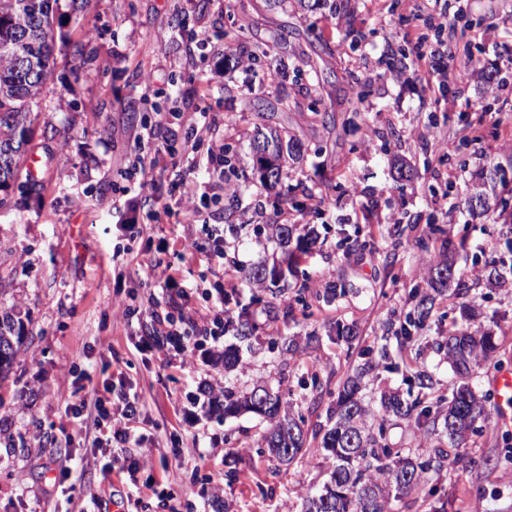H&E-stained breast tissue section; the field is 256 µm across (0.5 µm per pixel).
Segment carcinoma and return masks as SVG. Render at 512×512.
Segmentation results:
<instances>
[{
  "label": "carcinoma",
  "instance_id": "cac0c4a2",
  "mask_svg": "<svg viewBox=\"0 0 512 512\" xmlns=\"http://www.w3.org/2000/svg\"><path fill=\"white\" fill-rule=\"evenodd\" d=\"M300 11L326 9L332 15L346 16L352 25L353 14L348 0H268L269 6L286 8L288 2ZM60 0H0V191L14 183L21 164L28 154L32 125L37 116L43 86L55 63V14ZM256 165L271 170V177L261 179L267 186L282 184L288 162L300 158L302 144L284 128L257 124L252 134ZM472 217L479 218L491 209L488 193L482 191L460 200ZM297 231L295 224L275 225L279 246L288 249ZM246 276L256 283H270L272 297L282 295L278 283L283 270H267L263 266L250 269ZM453 265L438 263L430 270L429 287L434 294L420 296L414 307V317L397 330L387 329L378 349L388 369L402 374L409 385L417 388L413 400L398 393L383 394L379 404L382 412L401 420H412L428 434L447 439L452 446L463 440L476 423L484 419V409L470 385L473 365L494 350L492 336L480 337L451 333L440 347L446 350L457 380L448 384V398H430L433 377L418 368L413 359L403 354L405 344L415 336L412 329L424 323L435 308V295L448 290L454 281ZM28 340L21 321L10 310L0 311V377L11 369L18 350ZM396 345H391V341ZM370 368L356 367L354 375L336 398V422L321 439V448L332 458L329 479L322 489L305 497L302 512H386L393 496L410 493L427 478L441 470L448 457L443 446L426 451L428 459L418 461L392 453L382 445L367 425L370 413L365 403L364 380ZM263 407H257L253 391L236 394L226 391L223 398H214L210 406L224 417L250 412L271 420L265 436L270 458L282 465L299 459L304 448L303 421L289 414H280L282 394L263 389Z\"/></svg>",
  "mask_w": 512,
  "mask_h": 512
}]
</instances>
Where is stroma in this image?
Here are the masks:
<instances>
[{
  "instance_id": "obj_1",
  "label": "stroma",
  "mask_w": 512,
  "mask_h": 512,
  "mask_svg": "<svg viewBox=\"0 0 512 512\" xmlns=\"http://www.w3.org/2000/svg\"><path fill=\"white\" fill-rule=\"evenodd\" d=\"M416 0H351L355 29L327 10L269 7L266 0H90L75 20L61 0L63 32L71 41L93 32L92 61L77 69L68 49L57 54L40 101L30 151L40 155L38 189L21 176L0 191V307L24 320L29 339L12 372L0 379V512H113L131 489L117 456L144 458L139 481L153 480L180 512H300L303 497L327 479L318 452L330 408L354 365L370 362L372 401L402 390L400 375L378 355L388 323L406 320L414 296L428 290L429 270L451 261L460 280L437 304L420 339L406 345L444 394L454 374L435 347L451 332L492 333L494 352L474 365L470 382L487 418L456 449L459 467L400 500L388 512H512V406L500 404L491 378L512 369V274L492 281L490 264L512 265V228L496 211L474 219L450 212L453 199L480 191V171L512 157V0H447L454 28H431V41L467 51L498 70L499 89L472 77L463 87H439L432 72L390 70L391 55L411 51L403 34L415 24ZM289 29L287 43L274 40ZM266 60H249L254 44ZM280 62L282 85L265 79ZM287 91L288 105L276 104ZM364 92L360 115L351 103ZM274 102L266 123L291 129L303 157L289 169L288 203L259 181L249 102ZM215 122L198 148L224 143V179L235 213L202 201L180 223L153 221L159 205L149 192L122 194L134 136L156 113L182 124L199 108ZM336 123L324 127L321 114ZM480 128L482 145L468 137ZM412 173L397 178L398 167ZM276 224H311L316 243L288 262L276 246ZM221 245L223 262L185 249L187 239ZM126 252L114 256L115 247ZM168 266L165 285L148 280L153 264ZM290 264L273 317L265 285L241 278L257 264ZM336 286L343 293L327 303ZM248 308L257 326L239 343L235 324L203 340L185 333L145 342L153 314L238 315ZM295 342L280 356L275 340ZM239 350L225 370L226 347ZM318 376L320 391L309 385ZM241 390L280 391L284 412L304 421L308 451L298 462H271L263 437L268 421L250 413L224 418L208 412L205 383ZM136 398L144 440L124 451L94 447L93 419L68 417L80 387ZM385 422L393 450L418 454L432 437L413 423L372 409ZM71 471L69 488L55 476Z\"/></svg>"
}]
</instances>
